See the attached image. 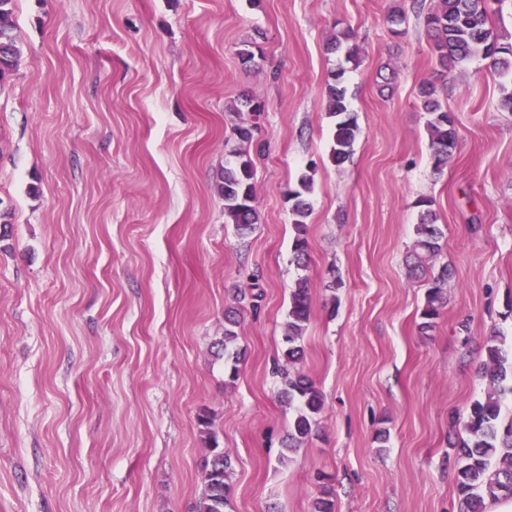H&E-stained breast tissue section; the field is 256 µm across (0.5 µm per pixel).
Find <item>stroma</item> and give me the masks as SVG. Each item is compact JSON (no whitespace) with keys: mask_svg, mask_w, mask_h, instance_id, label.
I'll return each instance as SVG.
<instances>
[{"mask_svg":"<svg viewBox=\"0 0 512 512\" xmlns=\"http://www.w3.org/2000/svg\"><path fill=\"white\" fill-rule=\"evenodd\" d=\"M14 21L0 512H195L204 412L231 457L229 512H313L327 488L336 512H458L450 415L485 394L491 332L512 346V79L481 61L448 73L461 149L437 171L418 89L438 66L412 0H16ZM342 28L356 61L327 49ZM339 67L360 125L340 166L325 113ZM250 119L261 220L242 236L217 187ZM310 165L300 270L288 192ZM422 197L445 233L429 265L452 271L426 332V285L405 261ZM302 276L300 368L324 407L288 453L272 370ZM255 278L253 309L236 295ZM234 304L246 355L230 382L218 343Z\"/></svg>","mask_w":512,"mask_h":512,"instance_id":"1","label":"stroma"}]
</instances>
